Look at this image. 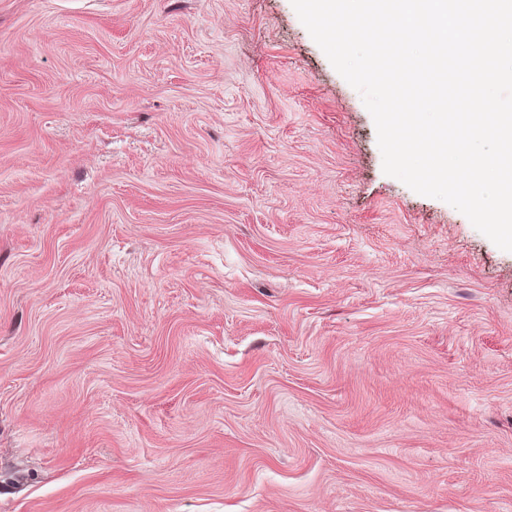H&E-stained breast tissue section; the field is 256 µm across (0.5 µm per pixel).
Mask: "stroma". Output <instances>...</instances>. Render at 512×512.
Returning <instances> with one entry per match:
<instances>
[{"mask_svg":"<svg viewBox=\"0 0 512 512\" xmlns=\"http://www.w3.org/2000/svg\"><path fill=\"white\" fill-rule=\"evenodd\" d=\"M0 512H512V252L291 0H0Z\"/></svg>","mask_w":512,"mask_h":512,"instance_id":"35a3bbf8","label":"stroma"}]
</instances>
